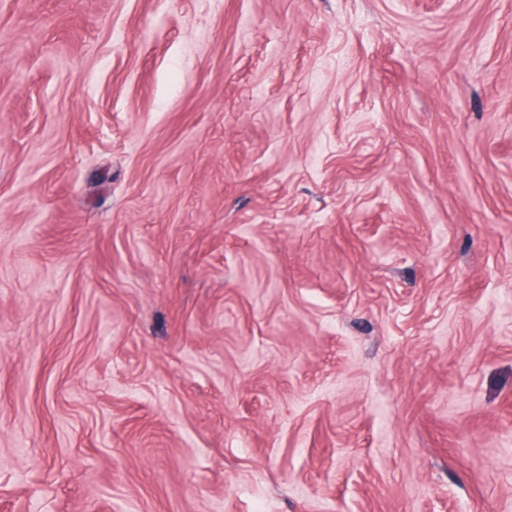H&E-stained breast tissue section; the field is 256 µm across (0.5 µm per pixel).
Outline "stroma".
<instances>
[{
	"label": "stroma",
	"mask_w": 512,
	"mask_h": 512,
	"mask_svg": "<svg viewBox=\"0 0 512 512\" xmlns=\"http://www.w3.org/2000/svg\"><path fill=\"white\" fill-rule=\"evenodd\" d=\"M512 0H0V512H512Z\"/></svg>",
	"instance_id": "stroma-1"
}]
</instances>
